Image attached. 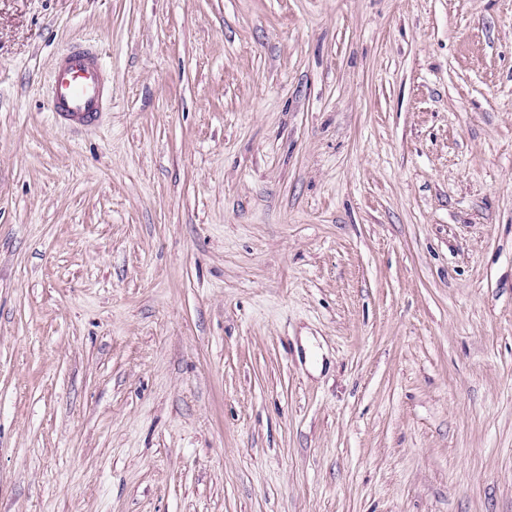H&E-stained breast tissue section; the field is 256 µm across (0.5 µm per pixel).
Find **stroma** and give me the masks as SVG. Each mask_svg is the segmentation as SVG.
I'll use <instances>...</instances> for the list:
<instances>
[{"instance_id":"1","label":"stroma","mask_w":512,"mask_h":512,"mask_svg":"<svg viewBox=\"0 0 512 512\" xmlns=\"http://www.w3.org/2000/svg\"><path fill=\"white\" fill-rule=\"evenodd\" d=\"M0 512H512V0H0ZM105 94L101 65L94 48L78 46L53 68L51 98L53 112L72 128L95 123Z\"/></svg>"}]
</instances>
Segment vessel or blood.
Returning a JSON list of instances; mask_svg holds the SVG:
<instances>
[{
  "mask_svg": "<svg viewBox=\"0 0 512 512\" xmlns=\"http://www.w3.org/2000/svg\"><path fill=\"white\" fill-rule=\"evenodd\" d=\"M104 94L102 68L94 48L75 47L55 64L51 87L53 110L69 127L95 123L101 115Z\"/></svg>",
  "mask_w": 512,
  "mask_h": 512,
  "instance_id": "obj_1",
  "label": "vessel or blood"
}]
</instances>
